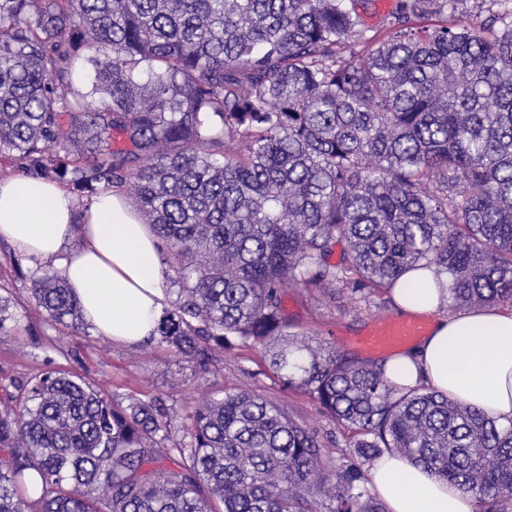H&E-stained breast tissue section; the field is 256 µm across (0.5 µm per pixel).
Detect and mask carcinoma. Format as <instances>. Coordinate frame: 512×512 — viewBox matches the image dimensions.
Returning <instances> with one entry per match:
<instances>
[{
  "label": "carcinoma",
  "mask_w": 512,
  "mask_h": 512,
  "mask_svg": "<svg viewBox=\"0 0 512 512\" xmlns=\"http://www.w3.org/2000/svg\"><path fill=\"white\" fill-rule=\"evenodd\" d=\"M368 2L0 0V157L90 201L131 192L179 285L155 340L202 367L263 347L354 448L334 464L254 391L199 403L179 438L161 399L53 368L52 339L0 397V512H387L384 452L512 512V422L288 334L282 289L389 293L417 269L450 310L512 311V0L478 25L468 0H396L372 36ZM31 284L89 335L61 273Z\"/></svg>",
  "instance_id": "1"
}]
</instances>
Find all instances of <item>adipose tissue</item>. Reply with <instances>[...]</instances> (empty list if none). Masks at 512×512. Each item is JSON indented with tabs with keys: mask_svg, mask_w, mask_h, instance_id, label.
<instances>
[{
	"mask_svg": "<svg viewBox=\"0 0 512 512\" xmlns=\"http://www.w3.org/2000/svg\"><path fill=\"white\" fill-rule=\"evenodd\" d=\"M81 234L83 246L64 253ZM41 261L59 263L84 319L112 341L148 340L168 304L158 242L123 193L99 196L76 217L56 183L18 175L0 180V240ZM433 270L405 273L392 291L399 311L432 318L431 332L383 359L388 377L408 387L426 383L452 400L512 420V312L497 307L448 312ZM374 492L388 512H474L473 499L397 453L369 466Z\"/></svg>",
	"mask_w": 512,
	"mask_h": 512,
	"instance_id": "adipose-tissue-1",
	"label": "adipose tissue"
}]
</instances>
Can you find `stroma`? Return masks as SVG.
<instances>
[{
	"label": "stroma",
	"instance_id": "stroma-1",
	"mask_svg": "<svg viewBox=\"0 0 512 512\" xmlns=\"http://www.w3.org/2000/svg\"><path fill=\"white\" fill-rule=\"evenodd\" d=\"M57 263L37 261L0 241V295L10 301L8 335L0 336V382L24 379L43 366L49 339L63 343L56 366L96 384L108 394L159 396L179 413L224 392L255 390L313 427L334 462L349 455L347 434L330 417L319 413L308 395L285 388L267 369V356L259 346L234 343L216 356L208 373L195 362L173 358L166 345L150 342L127 346L98 334L83 336L46 320L33 307L30 278L34 273L57 270ZM283 308L295 337L321 343L362 357L356 339L376 319H396L400 313L388 295L371 300L339 292L323 295L304 288L284 289Z\"/></svg>",
	"mask_w": 512,
	"mask_h": 512
}]
</instances>
